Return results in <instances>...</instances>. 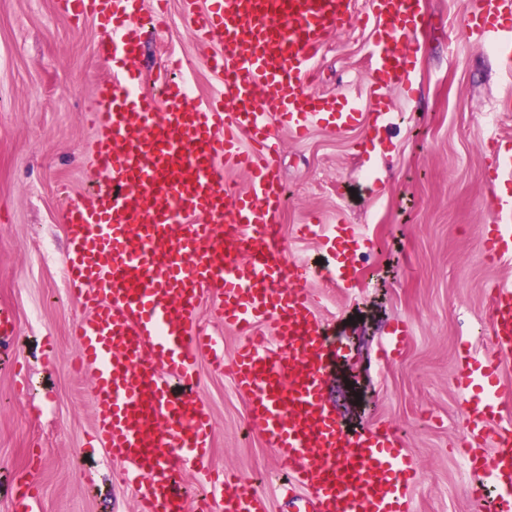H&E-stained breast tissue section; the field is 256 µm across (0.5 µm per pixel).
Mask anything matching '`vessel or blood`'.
I'll return each instance as SVG.
<instances>
[{
    "instance_id": "vessel-or-blood-1",
    "label": "vessel or blood",
    "mask_w": 512,
    "mask_h": 512,
    "mask_svg": "<svg viewBox=\"0 0 512 512\" xmlns=\"http://www.w3.org/2000/svg\"><path fill=\"white\" fill-rule=\"evenodd\" d=\"M74 21L90 17L106 36L99 54L112 77L97 87L96 139L89 156L100 176L90 201L63 218L69 242L63 272L84 313L72 327L79 368L93 385L99 447L125 465L139 512H268L263 494L216 472L209 491L188 501L170 475L201 464L212 449V415L200 402L172 396L170 380L195 383L199 354L228 367L250 402L249 422L288 469L280 494L287 512H411L420 470L389 427L348 433L324 397L330 364L344 354L331 341L306 282L311 272L288 260L278 241L284 190L277 128L305 137L317 125H363L357 103L317 95L304 85L327 33L349 23V0H209L190 11L198 36L218 45L209 59L224 80L223 98L189 103L185 87L167 85L163 102L136 92L134 65L143 35L144 0H61ZM424 21L423 0H374L370 46L377 119L385 94L412 85L407 49ZM464 32L495 47L512 73V0H479ZM248 147H241L240 135ZM245 170L248 186H222L223 167ZM512 178V139L498 141L490 185ZM495 224L481 246L493 260L512 257V197L493 193ZM303 233L331 248L354 236L351 224H307ZM210 293L225 327L245 336L232 361L196 317ZM272 323L273 340L257 328ZM493 353L465 356L462 438L472 486L496 491L497 512H512V423L502 417L501 358L512 355V283L493 288ZM410 330L396 323L382 344L393 357ZM38 486L14 483L13 512H36Z\"/></svg>"
}]
</instances>
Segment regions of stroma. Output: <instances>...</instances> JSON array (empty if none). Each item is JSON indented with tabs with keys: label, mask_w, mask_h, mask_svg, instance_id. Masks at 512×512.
<instances>
[{
	"label": "stroma",
	"mask_w": 512,
	"mask_h": 512,
	"mask_svg": "<svg viewBox=\"0 0 512 512\" xmlns=\"http://www.w3.org/2000/svg\"><path fill=\"white\" fill-rule=\"evenodd\" d=\"M472 0H424L425 23L413 43L411 90L391 89L379 122L368 87L370 0H353L355 20L329 32L315 57L309 91L355 100L357 129L312 128L296 140L280 131L285 186L280 237L289 259L317 265L318 244L299 228L355 224L349 270L358 288L309 287L346 358L328 369L325 394L351 432L393 426L418 464L413 512H481L460 453L463 394L455 382L463 347L492 352L489 294L512 280V261L492 262L479 237L493 223L488 173L492 140L512 138V74L493 48L468 39ZM137 64L140 91L162 97V77L187 78L201 105L224 85L207 65L213 45L193 32L185 0H168L166 26L154 24ZM103 33L93 20L73 22L59 0H0V308L17 333L0 343V512L10 489L35 477L39 512H135L123 464L91 446L92 388L77 367L71 327L82 307L66 293L62 221L69 204L97 187L87 162L98 106L96 86L112 75L96 53ZM411 334L391 360L378 349L391 326ZM195 396L213 418L205 467L179 478L190 498L208 490L207 471H232L284 512L278 485L285 466L249 426L248 399L229 373L198 361Z\"/></svg>",
	"instance_id": "1"
}]
</instances>
